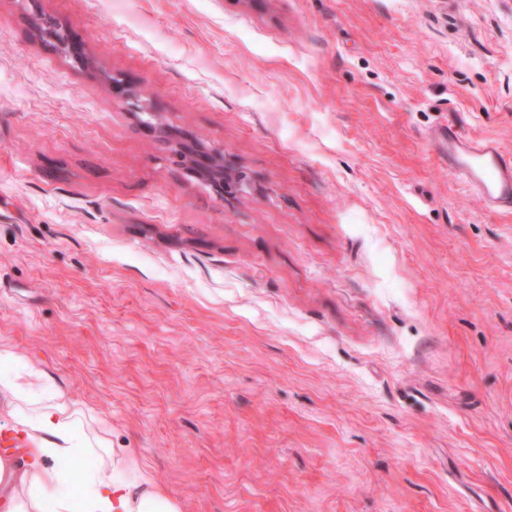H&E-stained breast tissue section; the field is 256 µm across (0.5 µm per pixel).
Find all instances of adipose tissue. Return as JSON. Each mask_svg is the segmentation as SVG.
I'll return each instance as SVG.
<instances>
[{"label":"adipose tissue","instance_id":"obj_1","mask_svg":"<svg viewBox=\"0 0 512 512\" xmlns=\"http://www.w3.org/2000/svg\"><path fill=\"white\" fill-rule=\"evenodd\" d=\"M76 421L59 395L20 416L15 432L26 446L0 457V512H182L134 460L97 434L76 435ZM87 455L93 467H83Z\"/></svg>","mask_w":512,"mask_h":512}]
</instances>
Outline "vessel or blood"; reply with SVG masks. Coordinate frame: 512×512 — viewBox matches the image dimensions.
Listing matches in <instances>:
<instances>
[{"mask_svg": "<svg viewBox=\"0 0 512 512\" xmlns=\"http://www.w3.org/2000/svg\"><path fill=\"white\" fill-rule=\"evenodd\" d=\"M448 159V171L494 212L512 214V156L487 137L466 135L452 126L432 134Z\"/></svg>", "mask_w": 512, "mask_h": 512, "instance_id": "vessel-or-blood-1", "label": "vessel or blood"}]
</instances>
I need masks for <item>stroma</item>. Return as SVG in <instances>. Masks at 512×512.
<instances>
[{
  "label": "stroma",
  "mask_w": 512,
  "mask_h": 512,
  "mask_svg": "<svg viewBox=\"0 0 512 512\" xmlns=\"http://www.w3.org/2000/svg\"><path fill=\"white\" fill-rule=\"evenodd\" d=\"M449 123L512 152V0H0V350L182 512H512V216ZM45 34L53 41L57 50L72 56H81L80 45L67 33L61 32L53 23L45 20L40 23ZM118 85L122 89L120 102L136 115H147L149 120L144 121L153 126L161 137L169 143L179 158L180 166L202 184L211 187L223 195L231 189H240L248 181V176L237 167L227 156L223 149L208 146L193 141L180 140L175 131L157 119L158 109L148 100L143 99L140 92L134 88ZM155 119L156 122H151ZM432 141L445 151L448 172L494 212L512 214V157L491 138L438 127Z\"/></svg>",
  "instance_id": "1"
}]
</instances>
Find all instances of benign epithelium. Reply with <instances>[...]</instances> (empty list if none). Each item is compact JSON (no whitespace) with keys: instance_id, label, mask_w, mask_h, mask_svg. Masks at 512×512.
Here are the masks:
<instances>
[{"instance_id":"7a95c632","label":"benign epithelium","mask_w":512,"mask_h":512,"mask_svg":"<svg viewBox=\"0 0 512 512\" xmlns=\"http://www.w3.org/2000/svg\"><path fill=\"white\" fill-rule=\"evenodd\" d=\"M45 34L53 41L57 50L73 56H81L80 45L53 23L41 22ZM120 102L136 115H146L155 120L153 128L169 143L179 158L180 166L202 184L219 194L239 189L248 181V176L237 167L223 149L193 141L179 139L167 124L157 120L158 109L134 88H122Z\"/></svg>"}]
</instances>
